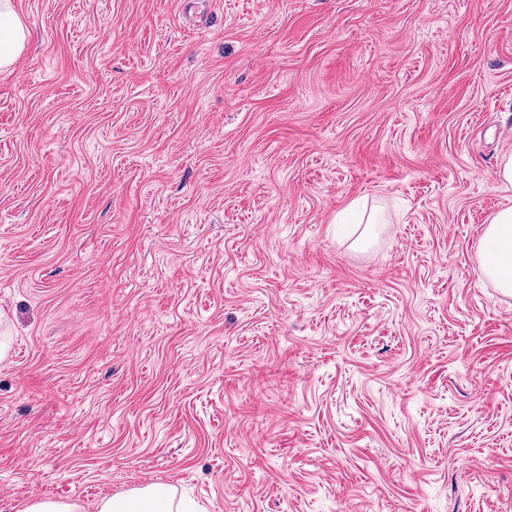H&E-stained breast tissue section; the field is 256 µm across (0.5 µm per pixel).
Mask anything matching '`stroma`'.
I'll list each match as a JSON object with an SVG mask.
<instances>
[{
	"label": "stroma",
	"mask_w": 512,
	"mask_h": 512,
	"mask_svg": "<svg viewBox=\"0 0 512 512\" xmlns=\"http://www.w3.org/2000/svg\"><path fill=\"white\" fill-rule=\"evenodd\" d=\"M191 2L12 0L0 512H512V0ZM478 259L483 275L512 296V206L491 218L479 242ZM99 512H193L189 506L175 507L173 489L164 483H151L125 494L101 501Z\"/></svg>",
	"instance_id": "obj_1"
}]
</instances>
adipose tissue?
Wrapping results in <instances>:
<instances>
[{
    "label": "adipose tissue",
    "instance_id": "obj_1",
    "mask_svg": "<svg viewBox=\"0 0 512 512\" xmlns=\"http://www.w3.org/2000/svg\"><path fill=\"white\" fill-rule=\"evenodd\" d=\"M28 31L14 11L11 0H0V70L12 67L23 54ZM483 275L503 294L512 296V206L491 218L478 246ZM98 512H191L175 507L173 489L164 483H151L103 499Z\"/></svg>",
    "mask_w": 512,
    "mask_h": 512
}]
</instances>
